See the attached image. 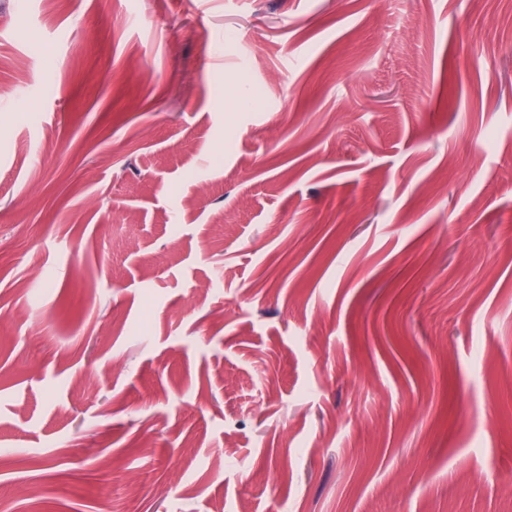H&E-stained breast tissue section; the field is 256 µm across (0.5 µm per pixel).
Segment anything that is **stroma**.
Returning a JSON list of instances; mask_svg holds the SVG:
<instances>
[{
    "mask_svg": "<svg viewBox=\"0 0 512 512\" xmlns=\"http://www.w3.org/2000/svg\"><path fill=\"white\" fill-rule=\"evenodd\" d=\"M508 241L512 0H0V512H512Z\"/></svg>",
    "mask_w": 512,
    "mask_h": 512,
    "instance_id": "obj_1",
    "label": "stroma"
}]
</instances>
